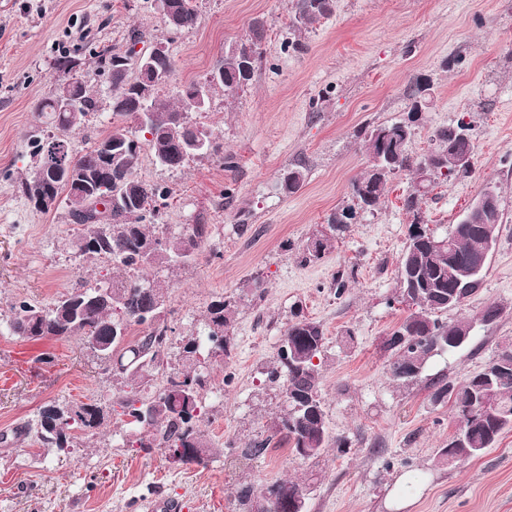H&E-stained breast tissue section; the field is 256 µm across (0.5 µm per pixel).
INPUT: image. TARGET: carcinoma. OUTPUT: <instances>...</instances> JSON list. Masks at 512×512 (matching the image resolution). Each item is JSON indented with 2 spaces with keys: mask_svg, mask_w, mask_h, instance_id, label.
I'll return each instance as SVG.
<instances>
[{
  "mask_svg": "<svg viewBox=\"0 0 512 512\" xmlns=\"http://www.w3.org/2000/svg\"><path fill=\"white\" fill-rule=\"evenodd\" d=\"M170 2L182 27L194 25L195 0ZM333 8V0H289L293 26L299 31L330 15ZM263 39L264 27L255 24L246 37L249 48L224 51L215 67L222 78L210 89L220 87L232 95L248 85L261 63ZM93 56L100 69L112 77L111 130L81 149L68 139L67 132L85 125L96 108L97 100L85 86L78 90L82 110L76 115L58 111L54 95L39 100L36 112L59 134L30 135L35 166L33 176L21 186L31 203L36 195L33 177L38 174L47 181L49 203L66 192L71 220L83 226L82 234L73 242L77 252L112 260L130 276L107 286L73 288L49 307L22 301L12 307L8 329L28 341L82 337L120 385L122 395L107 404L48 405L39 412L37 425L29 427V432L43 446L65 453L79 447L78 433L98 428L118 410L122 423L143 432L136 440L142 450L162 448L169 455L177 448H188L184 463L205 466L223 449L212 443L205 430L206 382L194 354L205 343L214 355L230 357L228 328L235 320L237 305L224 297L211 301L205 316L206 335L187 338L180 347L181 366L172 365V328L161 320L165 298L162 282L141 280L133 273L162 266L179 268L195 260L206 227L195 224L185 238L168 237L159 225L147 222L156 216L157 202L166 199L170 190L138 177L140 146L126 126V121L132 119L140 132L150 135L146 143L160 166L182 167L189 159L183 149L186 129L197 127L188 113L195 110L190 95L199 82L179 85L170 98H161L158 88L167 81L157 79L154 69L148 70L141 83H131L126 71L130 56L109 49L95 51ZM430 92V82H413L408 92L412 113H419V100L428 99ZM199 131L206 139L207 151L217 152L219 145L212 134L202 127ZM411 137V127L398 121L373 125L365 132L364 145L371 165L352 182V195L359 208L375 210L392 177L408 171L418 177V183L404 199V208L417 212L420 201L439 178L463 173L448 162V150L461 153L475 149L472 142H448V128L442 127L435 130L430 149L415 155L410 150ZM305 181V171L292 167L281 174L280 187L288 194L295 193ZM75 191L103 203L110 223L94 222L92 216L72 207ZM353 218L350 208L334 213L328 219L329 231L307 244L305 260L321 259L333 247L336 233L346 229ZM485 234L484 224L458 223L446 236L438 237L419 226V220L412 222L399 262L398 281L403 295L418 293L420 298L416 310L387 341L395 352L390 364L394 381L412 383L431 355L455 351L469 340L465 333L473 327V321H446L442 315L460 308L462 300L479 288L489 260L478 251ZM133 324H146L148 331L139 340L129 342L126 336ZM325 344L320 323L305 319L288 325L281 338L279 366L270 372L271 381H282L281 393L288 402V412L279 418L275 433L282 435L303 460L316 459L340 444L329 432L320 395ZM155 371L163 373V391L145 397L140 382ZM448 392L454 393L453 403L461 416L460 426L440 451V460L449 466L451 458L461 463L480 457L496 447L504 431L512 430V344L498 351L481 371L458 383H442L436 396Z\"/></svg>",
  "mask_w": 512,
  "mask_h": 512,
  "instance_id": "carcinoma-1",
  "label": "carcinoma"
}]
</instances>
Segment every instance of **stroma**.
Segmentation results:
<instances>
[{"label": "stroma", "mask_w": 512, "mask_h": 512, "mask_svg": "<svg viewBox=\"0 0 512 512\" xmlns=\"http://www.w3.org/2000/svg\"><path fill=\"white\" fill-rule=\"evenodd\" d=\"M335 2L331 15L299 32L287 0H196L194 26L173 33L154 0H0V512H145L161 497L179 500L181 512H241V485L259 497L288 480L308 485L306 512H512V430L478 459L439 465L459 418L451 399L435 396L437 380L477 373L512 339V0ZM256 20L265 39L252 83L231 96L213 91L193 116L220 151L170 170L144 145L137 167L139 178L171 191L159 204L163 231H209L195 262L142 273L165 282L164 319L175 337L202 331L212 300L231 297L238 306L230 359L199 357L208 373L207 430L224 456L203 467L171 462L157 448L130 450L137 432L116 419L81 436L70 454L41 447L25 432L40 408L116 390L80 337L23 341L6 329L10 310L23 300L47 306L125 272L76 253L81 227L64 202L42 213L22 193L34 166L29 136L42 127L35 102L65 80L60 56L80 58L98 109L69 137L90 145L112 125V92L89 48L146 52L164 43L175 61L160 90L166 97L173 86L204 80ZM136 32L143 39L135 44ZM418 78L431 81L434 98L414 116L408 89ZM461 117L473 124L470 173L436 185L415 216L404 209L414 177L399 173L376 210L356 212L333 249L304 262L306 243L327 231L328 217L354 203L351 182L369 165L366 126L409 122L411 150L422 154L436 129ZM295 165L306 168V182L283 193L279 177ZM489 186L503 213L497 245L479 289L447 314L475 319L472 335L462 348L432 355L413 384L398 385L387 340L413 310L397 287L409 226L418 217L445 234ZM491 304L504 306L502 319L478 322ZM303 318L324 329L320 393L333 436L345 442L315 461L271 436L286 404L267 371L288 324ZM266 437L260 456L241 457V445ZM406 474L418 484L403 505L394 490Z\"/></svg>", "instance_id": "35a3bbf8"}]
</instances>
